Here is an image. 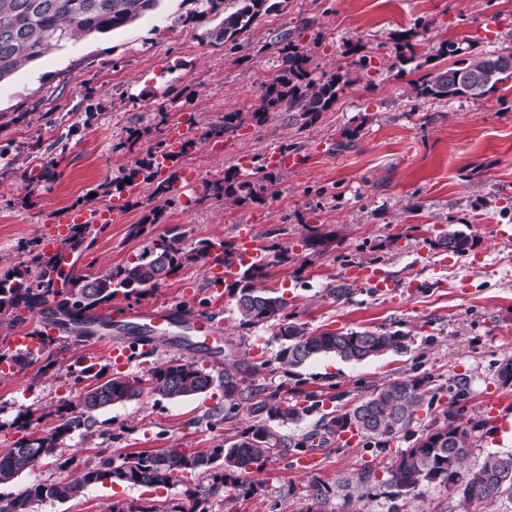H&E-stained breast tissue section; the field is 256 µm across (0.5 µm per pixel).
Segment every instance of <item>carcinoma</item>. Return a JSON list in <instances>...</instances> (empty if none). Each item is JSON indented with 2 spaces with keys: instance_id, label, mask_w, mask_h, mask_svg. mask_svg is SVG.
<instances>
[{
  "instance_id": "obj_1",
  "label": "carcinoma",
  "mask_w": 512,
  "mask_h": 512,
  "mask_svg": "<svg viewBox=\"0 0 512 512\" xmlns=\"http://www.w3.org/2000/svg\"><path fill=\"white\" fill-rule=\"evenodd\" d=\"M160 0H0V80L5 79L46 52L60 48L79 37L104 35L135 22L154 10ZM196 9L178 22L186 24L205 14L219 11L224 0H192ZM239 8L224 16L212 32V38L234 42L248 31L261 14L274 7L269 0H239ZM279 49L282 68L264 83V91L251 112H227L222 123L211 125L204 138H222L235 133L245 122L265 123L277 112H294L302 126L313 124L320 113L335 102L342 86L354 82L350 72L317 73L311 68V57L292 41V30L280 34ZM440 55L454 62L442 69L430 71L411 84V93L417 98L439 100L464 97L474 101L484 99L498 90V84L512 80V54L476 52L474 44L460 46L449 41L440 47ZM197 147V139L187 138L176 150L160 141L147 156L137 160L129 169H123L112 179L113 191L122 192L138 176L154 184L153 196L165 203L170 201L179 178V159ZM169 175L159 178L162 170ZM279 180L272 162L261 156L244 170L237 165L204 185L205 198L224 201L227 209L259 202L268 188ZM92 235L88 224H76L60 240L61 247H76ZM473 239L461 231L450 230L438 239L435 246L454 254L471 249ZM233 257L232 244H222V252L215 244L202 240L186 246L174 235L153 242L135 261L109 268L101 273L69 275L71 288L56 290L43 281V274L57 256L33 248L29 264L13 268L0 277V323L20 324L24 319L18 311L32 314L46 303H55L56 322L89 327L98 322L96 309L111 301L139 300L158 288L161 281L176 270L189 265L205 266L223 263ZM265 265L253 263L245 267L233 282L232 295L240 322L257 326L273 322L275 336L282 341L280 363L296 368L306 362L335 356L350 363H361L387 354H404L410 350V337L399 331L350 330L346 332L311 331L296 321V315L286 313L287 302L281 296L259 285ZM0 361L8 366L25 369L33 362V353L17 351L0 354ZM152 392L162 399L182 400L200 395L210 389L213 377L194 363L171 360L150 371ZM238 372L224 369V403L234 410L243 403L250 404L256 421L244 428L239 439L227 446L220 445L211 454L191 452L185 448H168L156 453L129 455L123 467L113 466L112 458L87 465L78 478L61 483L35 484L0 504V512H34L37 502L45 499L66 501L77 496L86 486L109 481L128 483L148 488H160L172 483L180 474L202 471L211 473V482L199 484L189 491L191 504L184 512H196L197 502L219 496L224 492L227 475L250 474L260 470L273 457L291 448H311L316 437L326 442L349 432L376 448H388L399 438L409 441L406 448L396 452L386 464L387 483L398 496L419 495L426 484L451 488L465 505L492 502L508 495L512 497V453L490 454L475 467L466 466L470 448L477 434L493 432L489 422L479 417L466 416L468 404L474 397L472 379L467 374L448 377V408L443 410L444 421L424 428L415 439L408 433L416 420V413L424 405H433L436 393L430 388L431 377L402 374L381 384H374L351 409L321 417L317 428L298 437H285L272 430L264 418L283 423H296L319 404L318 394H304L308 405L300 406L296 393L278 388H250L237 378ZM104 374L94 366L81 368L80 379L93 380L95 385L80 393L74 402L58 406L60 424L48 433L34 438H22L7 451L0 453V484L14 481L32 469L43 457L52 455L60 442L76 430H89L95 423V414L111 406L131 400L142 393L140 379L115 376L103 380ZM329 488L322 483L311 487L312 500L307 512H322L328 500Z\"/></svg>"
}]
</instances>
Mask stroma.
<instances>
[{"instance_id": "35a3bbf8", "label": "stroma", "mask_w": 512, "mask_h": 512, "mask_svg": "<svg viewBox=\"0 0 512 512\" xmlns=\"http://www.w3.org/2000/svg\"><path fill=\"white\" fill-rule=\"evenodd\" d=\"M193 7L192 0H161L133 24L69 41L0 81V273L27 261L22 244L55 233L58 218L73 210L120 212L77 260L82 272L128 264L164 235H180L188 245L231 242L238 225L248 224L271 259L263 286L284 296L299 322L320 332L398 330L410 334L412 350L358 364L322 357L298 368L282 365L274 326L241 325L231 292H208L204 267L182 268L133 307L175 305L193 290V309L221 319L211 340L219 361L161 335L121 368L98 341L57 340L29 367L0 372V452L28 433L16 424L18 415L36 417L32 430L39 433L58 425L57 406L85 388L70 375L80 361L97 363L109 377L143 380L172 360L195 363L212 374V388L184 400L146 390L101 410L89 431L72 433L54 455L0 485V497L73 480L104 457L119 462L174 447L208 454L238 438L253 417L248 405L231 411L224 404V369L232 365L248 384L318 393L319 406L301 422H272L285 436L312 430L321 414L350 409L366 387L400 374L431 376L441 388L450 375L466 373L474 413L494 399L501 414L497 432L478 441L468 466L512 452L504 436L512 427V387L496 378L499 363L512 358V81L478 103L410 92L412 81L448 66L439 54L445 41L467 38L486 51L512 47V0H277L234 45L212 42L209 32L236 10V0H224L221 13L178 25ZM287 28L318 70H348L355 83L342 86L311 126L278 112L199 144L180 159L178 189L159 223L131 234L157 204L153 185L138 179L116 196L112 178L175 126L198 132L225 113L250 110L281 68L275 38ZM404 30L413 33L416 56L405 66L395 41ZM354 128V146L337 150ZM133 129L143 135L132 144ZM283 144L298 164L281 168L263 202L228 210L222 200L204 198V182L225 167L251 164ZM314 229L328 237L315 249L306 244ZM451 229L473 237L467 253L436 247ZM349 257L381 269L396 289L384 294L351 283ZM338 286L349 294L330 296ZM317 453L314 473L298 472L284 453L246 475L242 487L201 501L198 512H307L315 483L330 489L322 512H462L459 497L436 484L415 498L395 495L384 469L394 448L354 439ZM209 480L189 473L159 489L92 484L76 498L44 500L35 512H112L117 502L180 512L189 504L187 489Z\"/></svg>"}]
</instances>
